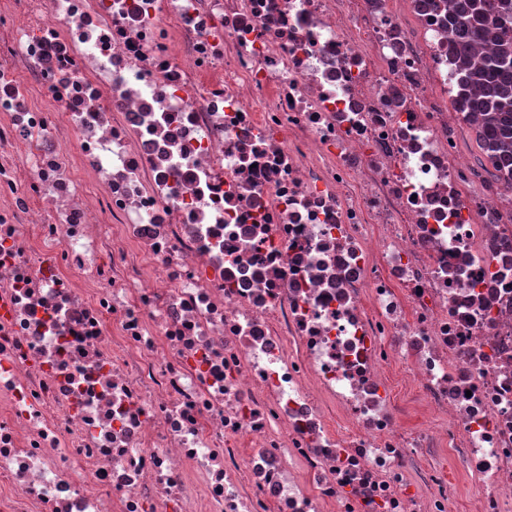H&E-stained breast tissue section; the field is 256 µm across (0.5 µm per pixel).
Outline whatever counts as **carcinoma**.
I'll return each mask as SVG.
<instances>
[{
  "instance_id": "carcinoma-1",
  "label": "carcinoma",
  "mask_w": 512,
  "mask_h": 512,
  "mask_svg": "<svg viewBox=\"0 0 512 512\" xmlns=\"http://www.w3.org/2000/svg\"><path fill=\"white\" fill-rule=\"evenodd\" d=\"M448 29L459 51L462 106L482 115L481 148L512 172V0H455ZM477 41L492 42V50L475 52Z\"/></svg>"
}]
</instances>
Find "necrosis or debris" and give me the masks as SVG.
Returning a JSON list of instances; mask_svg holds the SVG:
<instances>
[{
  "label": "necrosis or debris",
  "instance_id": "obj_1",
  "mask_svg": "<svg viewBox=\"0 0 512 512\" xmlns=\"http://www.w3.org/2000/svg\"><path fill=\"white\" fill-rule=\"evenodd\" d=\"M450 9L0 0V512H512Z\"/></svg>",
  "mask_w": 512,
  "mask_h": 512
}]
</instances>
